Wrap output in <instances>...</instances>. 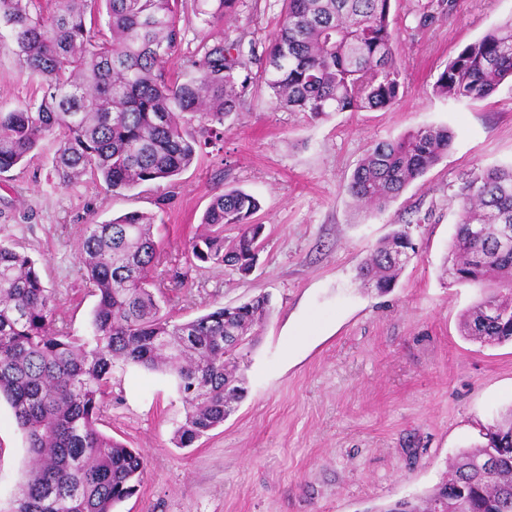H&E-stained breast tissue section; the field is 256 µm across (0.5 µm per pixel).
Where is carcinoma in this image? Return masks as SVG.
I'll list each match as a JSON object with an SVG mask.
<instances>
[{
    "label": "carcinoma",
    "mask_w": 512,
    "mask_h": 512,
    "mask_svg": "<svg viewBox=\"0 0 512 512\" xmlns=\"http://www.w3.org/2000/svg\"><path fill=\"white\" fill-rule=\"evenodd\" d=\"M210 27L236 0H191ZM282 21L264 47L262 78L279 108L321 119L332 112L389 109L402 71L391 28V0H281ZM186 0H0V52L41 79L35 105L0 107V174L27 161L54 137L55 169L65 183L83 175L120 194L174 180L202 145L224 143V122L246 105L256 52L221 38L188 60L183 77L165 69L182 42ZM512 80V18L467 45L439 74L435 94L469 102ZM198 120L204 141L187 130ZM446 126H428L377 143L353 172L357 206L385 210L448 153ZM259 201L241 189L213 196L203 232L192 239L201 263L245 277L256 264L265 225ZM155 215L130 212L86 227L82 275L98 297L90 332L55 327V297L35 262L0 243V398L10 405L30 460L6 512H115L143 480L138 451L97 424L114 369L136 366L171 377L186 408L174 436L192 446L222 425L245 393L243 352L270 312L257 296L176 322L164 313L152 268L159 259ZM239 234L224 244V225ZM512 166L477 168L458 199L448 275L481 291L461 333L484 345L512 342ZM415 251L400 225L358 270L386 292ZM483 442L446 464L427 494L380 512H512V410L482 433Z\"/></svg>",
    "instance_id": "cac0c4a2"
}]
</instances>
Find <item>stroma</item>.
Segmentation results:
<instances>
[{
	"label": "stroma",
	"instance_id": "stroma-1",
	"mask_svg": "<svg viewBox=\"0 0 512 512\" xmlns=\"http://www.w3.org/2000/svg\"><path fill=\"white\" fill-rule=\"evenodd\" d=\"M279 0H238L212 27L186 21L166 67L182 73L220 35L267 44ZM428 23H421L422 13ZM404 92L392 108L312 120L276 106L262 83L225 121L223 146L200 151L175 182L120 195L83 177L63 184L56 144L0 179V242L31 257L55 294L57 326L84 335L96 299L79 264L87 225L153 213L160 260L152 275L185 321L266 294L271 312L241 364L246 393L223 425L176 447L184 404L169 378L135 367L118 373L99 428L147 459L137 492L117 512H379L432 489L444 464L512 408V344L460 332L479 289L446 274L457 196L477 167L512 164V83L485 101L457 102L432 85L449 58L512 19V0H393ZM41 98L37 79L0 55V105ZM426 125L454 134L448 152L381 213L355 208L350 175L372 144ZM254 195L265 227L254 271L192 260L188 251L215 194ZM416 253L386 294L356 269L397 225ZM307 337H292L301 327ZM29 454L12 409L0 400V504L8 505Z\"/></svg>",
	"mask_w": 512,
	"mask_h": 512
}]
</instances>
